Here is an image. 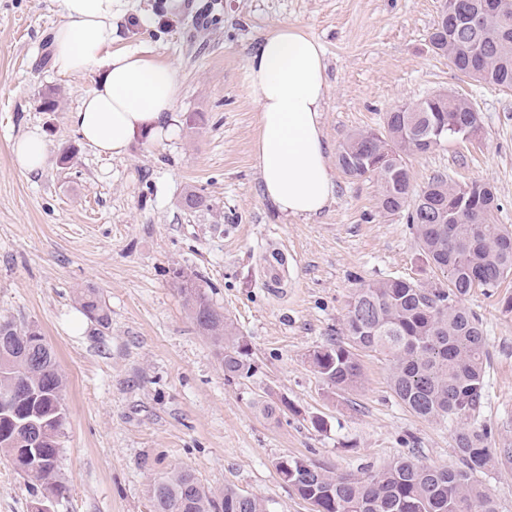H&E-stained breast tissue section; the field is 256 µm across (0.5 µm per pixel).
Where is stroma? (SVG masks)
I'll return each mask as SVG.
<instances>
[{"mask_svg":"<svg viewBox=\"0 0 512 512\" xmlns=\"http://www.w3.org/2000/svg\"><path fill=\"white\" fill-rule=\"evenodd\" d=\"M444 0H121L114 48L170 64L179 95L171 141L136 140L108 159L68 122L96 80L61 76L50 35L55 0H0V317L36 323L65 378L67 420L55 512H157L153 488L180 469L213 493L231 487L311 512L276 464L299 457L336 474L374 472L402 455L457 462L456 422L405 408L387 361L362 356L359 388L336 394L310 356L335 339L352 293L389 277L431 281L404 215L377 209L376 178L337 165L351 134L382 129L391 108L441 91L481 116L470 139L408 156L415 186L444 174L489 183L497 224L512 228V90L489 89L435 54L428 35ZM288 25L324 50L323 125L335 193L311 217H286L261 194L253 153L258 109L245 65L263 34ZM59 93L56 111L42 94ZM45 134L34 172L11 143ZM70 161H63V154ZM204 199L198 208L184 198ZM276 266L281 276L269 285ZM195 277L248 344L249 378L229 381L180 287ZM96 289L108 314L81 318L76 293ZM465 306L487 339L486 397L471 426L512 446V285ZM325 421L315 429L313 418ZM33 494L0 453V512H30Z\"/></svg>","mask_w":512,"mask_h":512,"instance_id":"stroma-1","label":"stroma"}]
</instances>
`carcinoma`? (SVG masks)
Listing matches in <instances>:
<instances>
[{"label": "carcinoma", "mask_w": 512, "mask_h": 512, "mask_svg": "<svg viewBox=\"0 0 512 512\" xmlns=\"http://www.w3.org/2000/svg\"><path fill=\"white\" fill-rule=\"evenodd\" d=\"M481 0H446L445 15L434 24L432 50L466 76L481 71L490 89H512V0H500L494 14L478 8ZM480 115L471 100L439 93L400 111L386 113L383 130L353 133L337 156L349 177H375L381 213H406L419 259L442 284L389 277L355 289L342 336L314 351L311 363L325 383L347 391L362 378L360 356L375 353L391 365V386L413 414L426 420L456 421L455 467H432L402 456L382 470L362 476L334 474L304 459L278 462L282 480L312 506V512H499L495 500L474 482L491 461L512 462V448H491L484 431L464 426L484 400L486 336L480 320L464 305L471 292L491 291L512 278V230L494 223L500 209L493 188L480 180L457 184L443 175L420 189L405 161L439 143L475 134ZM180 291L199 331L218 348L227 379L251 375L247 344L202 288L184 279ZM84 313L98 324L108 315L97 291L77 295ZM41 335L34 323L0 318V388L12 380L27 390L13 405L15 423H0V451L14 466L29 467L24 480L60 496L61 441L22 426L23 417L41 413L51 429H63L64 380L51 348L31 354L22 347ZM159 512H274L270 500L224 488L217 497L189 470H178L154 487Z\"/></svg>", "instance_id": "carcinoma-1"}]
</instances>
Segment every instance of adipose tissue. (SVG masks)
<instances>
[{
	"label": "adipose tissue",
	"mask_w": 512,
	"mask_h": 512,
	"mask_svg": "<svg viewBox=\"0 0 512 512\" xmlns=\"http://www.w3.org/2000/svg\"><path fill=\"white\" fill-rule=\"evenodd\" d=\"M120 0H57L64 21L52 33V65L62 76L99 72L69 122L82 141L110 158L127 155L133 140H169L176 128L178 82L173 68L136 50H113L112 19ZM246 89L259 112L254 154L266 200L287 216L318 214L332 199L322 122L329 85L324 50L295 27L263 36L246 61ZM15 166L32 172L48 160L34 128L14 140Z\"/></svg>",
	"instance_id": "adipose-tissue-1"
}]
</instances>
